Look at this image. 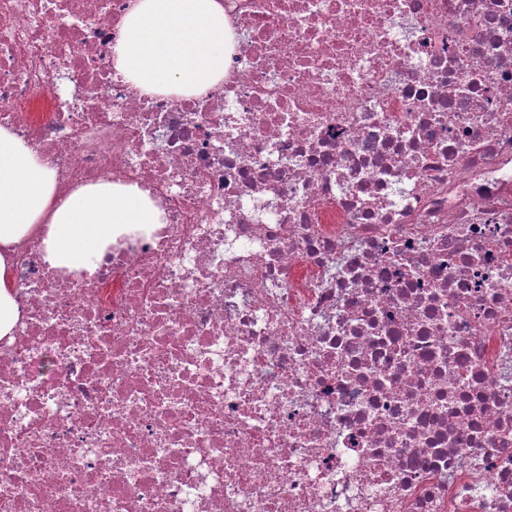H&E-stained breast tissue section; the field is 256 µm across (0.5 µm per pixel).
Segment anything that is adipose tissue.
Returning a JSON list of instances; mask_svg holds the SVG:
<instances>
[{"label":"adipose tissue","instance_id":"ef3b65f1","mask_svg":"<svg viewBox=\"0 0 512 512\" xmlns=\"http://www.w3.org/2000/svg\"><path fill=\"white\" fill-rule=\"evenodd\" d=\"M230 40L217 0H135L112 48L113 68L146 94L196 95L223 82ZM56 192L54 169L0 128V245L38 232L51 268L91 274L122 235L163 221L135 184H90L61 200Z\"/></svg>","mask_w":512,"mask_h":512}]
</instances>
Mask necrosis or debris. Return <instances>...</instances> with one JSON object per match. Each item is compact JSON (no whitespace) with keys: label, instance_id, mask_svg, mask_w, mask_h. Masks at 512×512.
<instances>
[{"label":"necrosis or debris","instance_id":"necrosis-or-debris-1","mask_svg":"<svg viewBox=\"0 0 512 512\" xmlns=\"http://www.w3.org/2000/svg\"><path fill=\"white\" fill-rule=\"evenodd\" d=\"M219 2L185 97L130 0H0V127L165 217L7 247L6 512H512V0ZM112 47L113 68L146 94L191 96L224 81L231 34L217 0H134Z\"/></svg>","mask_w":512,"mask_h":512}]
</instances>
